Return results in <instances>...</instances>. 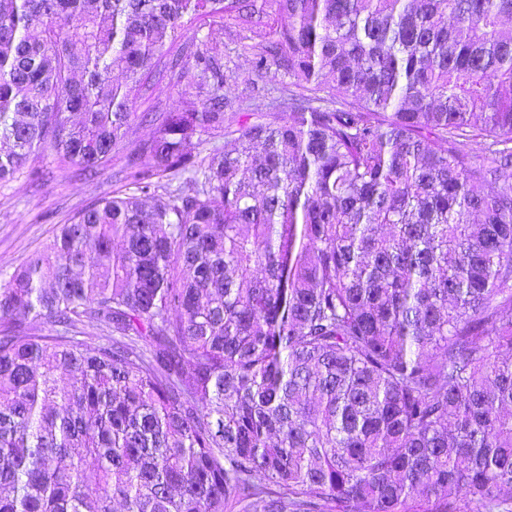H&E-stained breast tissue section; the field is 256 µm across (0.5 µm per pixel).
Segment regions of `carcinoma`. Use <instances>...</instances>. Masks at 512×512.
<instances>
[{
    "label": "carcinoma",
    "instance_id": "1",
    "mask_svg": "<svg viewBox=\"0 0 512 512\" xmlns=\"http://www.w3.org/2000/svg\"><path fill=\"white\" fill-rule=\"evenodd\" d=\"M202 19L249 43L177 40ZM506 20L512 0H0L1 185L35 152L125 154L150 83L202 96L143 113L132 189L0 280V512L500 509ZM243 51L263 85L236 102Z\"/></svg>",
    "mask_w": 512,
    "mask_h": 512
}]
</instances>
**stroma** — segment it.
<instances>
[{
    "label": "stroma",
    "instance_id": "obj_1",
    "mask_svg": "<svg viewBox=\"0 0 512 512\" xmlns=\"http://www.w3.org/2000/svg\"><path fill=\"white\" fill-rule=\"evenodd\" d=\"M196 100L195 89L185 84L154 87L137 99L134 110L171 111ZM31 166L32 173L0 186V278L49 244L60 225L129 182L130 168L122 156L96 173L43 154L33 156Z\"/></svg>",
    "mask_w": 512,
    "mask_h": 512
}]
</instances>
